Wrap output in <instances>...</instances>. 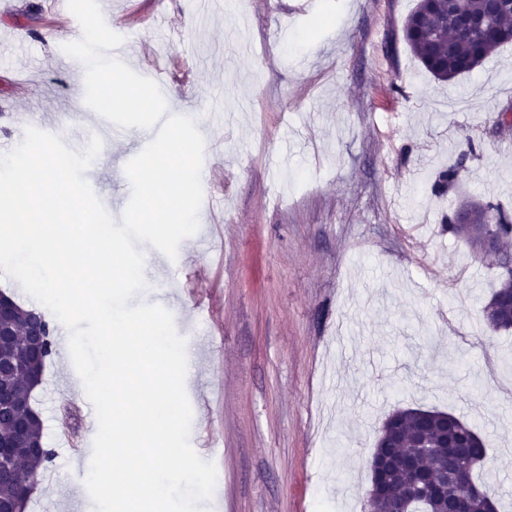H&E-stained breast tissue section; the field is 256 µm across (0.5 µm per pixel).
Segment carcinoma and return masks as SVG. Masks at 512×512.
<instances>
[{
	"instance_id": "carcinoma-1",
	"label": "carcinoma",
	"mask_w": 512,
	"mask_h": 512,
	"mask_svg": "<svg viewBox=\"0 0 512 512\" xmlns=\"http://www.w3.org/2000/svg\"><path fill=\"white\" fill-rule=\"evenodd\" d=\"M424 11V0H418L407 16L403 28L406 45L432 76L441 81L469 73L501 46L512 43V0H503L498 10L487 14L486 0H445L435 6V21L430 26L418 23V16ZM462 15L484 16V26L465 30L458 26ZM465 146L454 164L441 170L433 184L436 195H444L459 179L466 168V162L475 155L476 147L472 136L462 137ZM472 225L448 222V230L463 238L481 256L479 237L487 234L502 243L512 238V213L500 204L488 201L473 204ZM486 307L494 309L498 319L497 329L512 328V280H501L492 293ZM54 329L44 316L17 306L13 316L12 329L0 338V346L13 351L23 362V369L5 373L0 382L11 388L14 408L0 411V434L9 436L24 415L25 407L31 404L33 385L42 380L45 364L54 351L52 340ZM33 334L45 337L41 356L28 358L27 344ZM388 433L386 446L376 447L370 465H375L379 456H386L394 463L380 507L384 512H395L407 499L409 477L400 467V459L407 453L418 456L425 464L426 471L433 478L455 465L456 458L450 450L442 447L443 428L460 429L466 434L475 431L463 419L452 414L427 410L420 413L415 408L398 409L384 422ZM53 458V452L43 442L42 423L33 418L27 421L24 433L16 439L12 448V464L0 469V503L27 501L29 485L38 480L46 463ZM485 497L476 500L475 512H486L489 503L496 502L498 486L488 481L480 482Z\"/></svg>"
}]
</instances>
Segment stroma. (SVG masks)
I'll return each mask as SVG.
<instances>
[{
	"instance_id": "obj_1",
	"label": "stroma",
	"mask_w": 512,
	"mask_h": 512,
	"mask_svg": "<svg viewBox=\"0 0 512 512\" xmlns=\"http://www.w3.org/2000/svg\"><path fill=\"white\" fill-rule=\"evenodd\" d=\"M72 2L0 0V139L60 112L77 135L96 120V71L56 62L63 45L88 54ZM229 2L84 3L134 41L128 85L150 64L174 90L106 114L112 137L84 173L99 199L125 209L124 168L159 113L187 114L205 141L224 250L210 260L187 238L162 275L141 244L137 299L167 308L185 340L215 341L187 373L190 443L222 453L207 512H365L382 424L407 407L467 421L488 447L480 476L512 512V330L481 317L503 270L443 223L466 201L512 209V129L497 120L512 112V44L441 82L403 39L417 0H323L330 21L313 34L293 0ZM465 132L477 156L435 197ZM54 347L34 393L54 457L26 512H64L68 496L92 512L58 438L86 424L82 380Z\"/></svg>"
}]
</instances>
